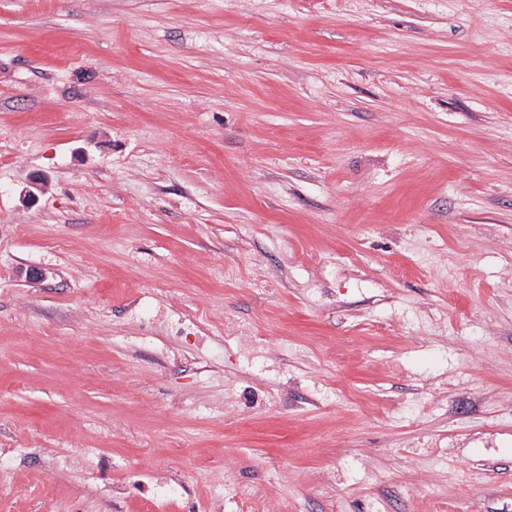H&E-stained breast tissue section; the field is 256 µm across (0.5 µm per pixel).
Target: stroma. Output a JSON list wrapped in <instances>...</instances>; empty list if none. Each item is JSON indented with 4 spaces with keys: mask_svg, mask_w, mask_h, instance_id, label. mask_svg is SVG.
Masks as SVG:
<instances>
[{
    "mask_svg": "<svg viewBox=\"0 0 512 512\" xmlns=\"http://www.w3.org/2000/svg\"><path fill=\"white\" fill-rule=\"evenodd\" d=\"M0 512H512V0H0Z\"/></svg>",
    "mask_w": 512,
    "mask_h": 512,
    "instance_id": "1",
    "label": "stroma"
}]
</instances>
